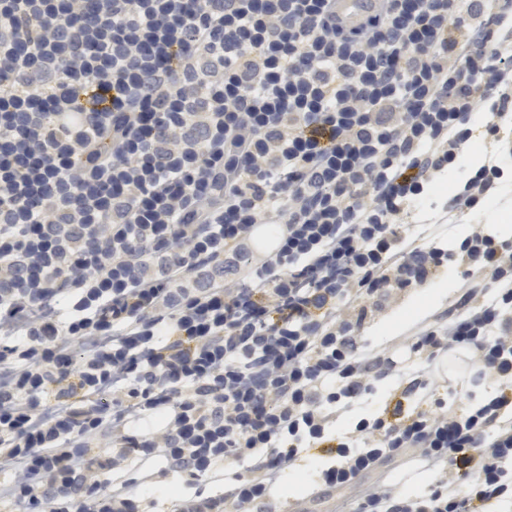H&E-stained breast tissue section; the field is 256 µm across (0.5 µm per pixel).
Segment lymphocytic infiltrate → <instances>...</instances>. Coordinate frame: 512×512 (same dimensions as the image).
I'll return each instance as SVG.
<instances>
[{
    "label": "lymphocytic infiltrate",
    "mask_w": 512,
    "mask_h": 512,
    "mask_svg": "<svg viewBox=\"0 0 512 512\" xmlns=\"http://www.w3.org/2000/svg\"><path fill=\"white\" fill-rule=\"evenodd\" d=\"M381 2L347 33L334 0H0L10 512H279L306 464L338 512L512 505V240L481 220L512 199V0ZM255 224L279 246L246 260ZM458 276L451 273L424 288H407L396 302L369 314L366 336L381 342L388 336H397L414 321L429 316L442 302L447 300L448 303V294L452 293ZM448 279L451 282L449 287Z\"/></svg>",
    "instance_id": "lymphocytic-infiltrate-1"
}]
</instances>
